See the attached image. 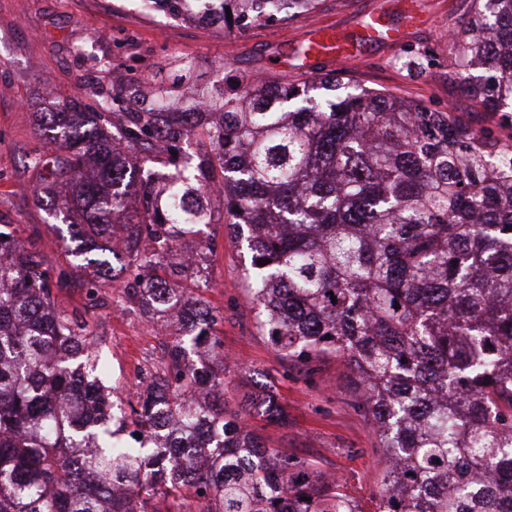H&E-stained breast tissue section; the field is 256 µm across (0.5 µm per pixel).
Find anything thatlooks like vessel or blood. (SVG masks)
Here are the masks:
<instances>
[{"instance_id":"obj_1","label":"vessel or blood","mask_w":512,"mask_h":512,"mask_svg":"<svg viewBox=\"0 0 512 512\" xmlns=\"http://www.w3.org/2000/svg\"><path fill=\"white\" fill-rule=\"evenodd\" d=\"M380 39L397 43L402 39V32L376 21L363 32L345 38L338 37L331 29L313 31L308 37V44L312 57H324L340 64L359 57L373 42Z\"/></svg>"}]
</instances>
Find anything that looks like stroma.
Masks as SVG:
<instances>
[{
    "mask_svg": "<svg viewBox=\"0 0 512 512\" xmlns=\"http://www.w3.org/2000/svg\"><path fill=\"white\" fill-rule=\"evenodd\" d=\"M374 13L404 26L406 45L373 44L361 61L344 66L347 81L436 110L451 107L471 127L512 135L501 114L474 107L448 77V33L470 23L471 0H320L317 9L295 18L232 32L189 20L160 21L142 0H0V224L26 225L34 249L64 272L62 285L53 291L59 308L78 315L96 310L94 330L108 379L120 386L119 402L133 400L139 368L165 362L170 339L155 335L154 323L139 312L119 307L118 289L101 288L98 300H91L83 286L85 273L73 268L62 243L47 232V212L29 192L37 181L31 163L47 149L36 112L72 94L80 82L106 88L140 83L174 56L192 81L204 86L284 71L296 76L300 70L289 63V53L309 32L332 27L350 33ZM103 59L111 61V69L97 68ZM210 208L204 239L212 249V287L204 297L224 315L220 331L232 376L226 412L248 409L253 378L266 373L288 423L250 416L263 441L317 461L321 471L342 480L363 512H376L383 475L374 434L354 406L347 363L331 358L301 367L279 358L256 327L243 276L245 246L224 222L223 198H212Z\"/></svg>",
    "mask_w": 512,
    "mask_h": 512,
    "instance_id": "obj_1",
    "label": "stroma"
}]
</instances>
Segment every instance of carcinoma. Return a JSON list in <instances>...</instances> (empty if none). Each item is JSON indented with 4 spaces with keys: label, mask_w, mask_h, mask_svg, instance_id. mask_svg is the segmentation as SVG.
Here are the masks:
<instances>
[{
    "label": "carcinoma",
    "mask_w": 512,
    "mask_h": 512,
    "mask_svg": "<svg viewBox=\"0 0 512 512\" xmlns=\"http://www.w3.org/2000/svg\"><path fill=\"white\" fill-rule=\"evenodd\" d=\"M166 20L246 28L319 0H154ZM448 37L473 103L512 112V0H472ZM232 18H227V14ZM188 73L88 88L35 114L65 154L35 159V187L96 296L187 323L137 404L114 411L95 314L52 300L51 268L19 224H0V512H363L312 460L224 416V315L186 255L210 193L245 243L255 320L277 355L350 366L385 472L377 512H512V136L471 129L336 72L250 77L234 93ZM138 207L113 245V216ZM269 260L261 266L258 260ZM399 308H394V305ZM250 409L284 424L273 385ZM141 434L136 438L135 434Z\"/></svg>",
    "instance_id": "1"
}]
</instances>
